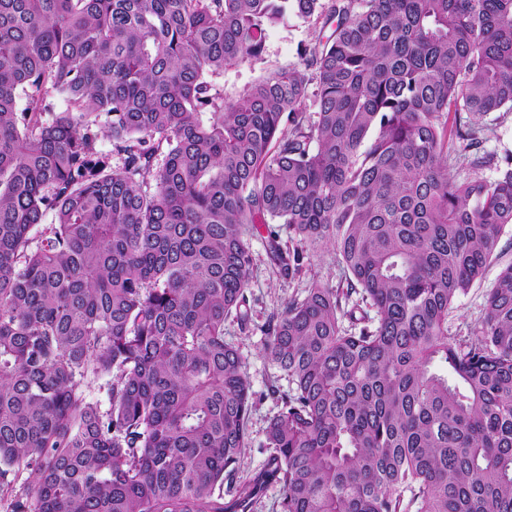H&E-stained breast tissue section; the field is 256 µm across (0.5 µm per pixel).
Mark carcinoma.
Here are the masks:
<instances>
[{
  "mask_svg": "<svg viewBox=\"0 0 512 512\" xmlns=\"http://www.w3.org/2000/svg\"><path fill=\"white\" fill-rule=\"evenodd\" d=\"M287 12L336 26L226 99L207 77L261 59ZM452 112H512V0H0L11 512H253L272 486L281 512H512V265L448 335L512 225V156L486 178L459 132L451 175ZM272 221L299 244L268 234L283 271L332 247L346 287L314 278L260 326L290 387L237 480L253 401L224 322L249 321ZM104 378L106 410L85 396ZM512 263V226L501 235L496 252L479 279L466 294L459 296L448 313V333L464 338L470 336L484 313L489 291L494 288L499 273Z\"/></svg>",
  "mask_w": 512,
  "mask_h": 512,
  "instance_id": "1",
  "label": "carcinoma"
}]
</instances>
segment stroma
<instances>
[{"mask_svg": "<svg viewBox=\"0 0 512 512\" xmlns=\"http://www.w3.org/2000/svg\"><path fill=\"white\" fill-rule=\"evenodd\" d=\"M330 33V28L322 27L321 23L286 16L267 26L261 60L227 67L223 73L212 76L211 81L223 89L226 97H235L267 72L300 66L301 47ZM448 125L452 128H479L482 152L493 155L495 159L512 154V112H495L484 117L456 112L450 114ZM268 234L260 231L250 241L253 259L247 289L250 322L244 327L231 318L224 324V337L239 349L254 393V405L247 423L249 448L238 464V473L242 476L266 464L271 453L266 443V428L280 408L270 388L275 383L283 389L288 386L287 377L278 376L263 354L264 337L259 330L260 325L269 316L282 312L290 301L302 297L311 278L321 279L337 288L346 285L344 270L331 249L304 250L301 272L289 278L280 276L268 258ZM510 264L512 226L505 228L482 278L452 305L448 313L450 335L459 338L470 336L484 313L489 291L494 288L502 269Z\"/></svg>", "mask_w": 512, "mask_h": 512, "instance_id": "obj_1", "label": "stroma"}]
</instances>
